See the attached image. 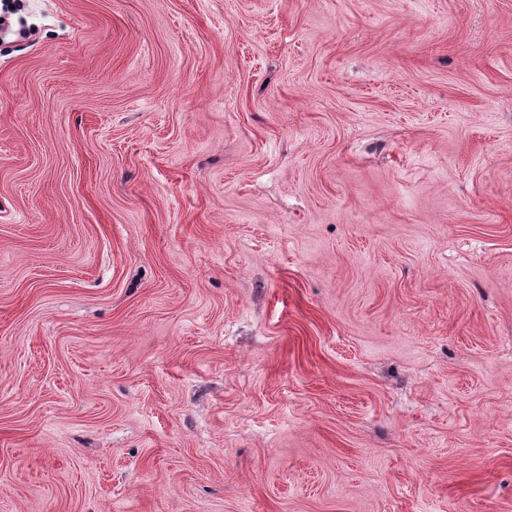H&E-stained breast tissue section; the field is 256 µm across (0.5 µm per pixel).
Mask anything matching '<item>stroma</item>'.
Listing matches in <instances>:
<instances>
[{
	"mask_svg": "<svg viewBox=\"0 0 512 512\" xmlns=\"http://www.w3.org/2000/svg\"><path fill=\"white\" fill-rule=\"evenodd\" d=\"M0 512H512V0H17Z\"/></svg>",
	"mask_w": 512,
	"mask_h": 512,
	"instance_id": "stroma-1",
	"label": "stroma"
}]
</instances>
